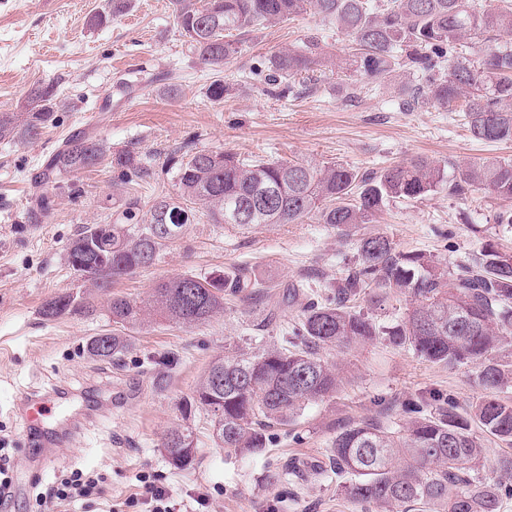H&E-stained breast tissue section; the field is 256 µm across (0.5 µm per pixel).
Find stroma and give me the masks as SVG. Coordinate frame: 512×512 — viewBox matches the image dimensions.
Returning <instances> with one entry per match:
<instances>
[{
    "mask_svg": "<svg viewBox=\"0 0 512 512\" xmlns=\"http://www.w3.org/2000/svg\"><path fill=\"white\" fill-rule=\"evenodd\" d=\"M102 14L103 24L91 25ZM316 37L330 62L308 78L272 79L271 54ZM348 41L308 13L250 33L242 51L215 72L198 65L179 34L171 0H133L112 16L109 0H0V112H16L30 89L55 84L63 104L57 125L30 143L0 141V448L15 460V497L0 512H54L37 498L55 477L75 469L103 474L102 491L77 512H146L141 475L173 492L174 512H361L338 503L329 448L343 427L372 421L407 423L403 405L433 394H454L461 407L479 400L468 366L418 358L378 338L324 349L341 384L309 403L288 424L274 425L264 454L243 456L217 445L207 412L191 405L196 383L218 357L281 345L282 330L299 307L278 305L290 284L324 295L344 277L362 238L382 234L404 252L434 256L449 267L469 265L486 243L512 254V224L495 216L503 204L479 191L460 199L438 192L417 202L394 200L369 223L337 228L312 216L298 224L185 225L147 268L116 278L112 293L145 304L161 280L242 270L266 285L258 300L228 296L209 321L179 326L146 317L126 328L121 359L99 358L89 346L114 325L106 297L91 314L42 318L41 306L75 292L80 282L67 250L84 224L122 218L129 199L148 210L174 193L172 157L200 149L242 158L304 160L381 171L415 157L464 165L486 158L511 160L512 142L472 138L463 113L398 107L404 85L419 72L400 70L385 85L360 80L348 68ZM224 82V101L211 104L208 88ZM131 83L122 94L118 85ZM84 132L113 151L138 152L153 175L127 182L112 167L74 177L77 192L60 189L52 219L27 218L44 159L66 138ZM69 409L94 402L69 443L32 455L20 404L58 389ZM192 427L195 462L172 466L162 450L173 429ZM301 461L312 477L288 486L273 482L279 468Z\"/></svg>",
    "mask_w": 512,
    "mask_h": 512,
    "instance_id": "1",
    "label": "stroma"
}]
</instances>
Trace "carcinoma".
Returning a JSON list of instances; mask_svg holds the SVG:
<instances>
[{"instance_id": "cac0c4a2", "label": "carcinoma", "mask_w": 512, "mask_h": 512, "mask_svg": "<svg viewBox=\"0 0 512 512\" xmlns=\"http://www.w3.org/2000/svg\"><path fill=\"white\" fill-rule=\"evenodd\" d=\"M176 26L198 63L221 70L241 52L242 37L261 28L314 13L351 42L356 70L368 82L383 84L411 66L422 82L409 85L399 99L405 111L452 105L464 112L471 136L484 142L512 140V49L500 45L512 34V4L472 7L468 0H172ZM326 65L318 42L272 54L269 69L293 78ZM60 102L54 84L30 91L24 110L0 112V140L25 144L57 124ZM109 163L131 179L150 175L140 155L111 153L84 133L68 138L46 160L31 211L47 219L54 190L68 176ZM177 190L156 200L147 217L137 219L131 200L124 220L86 224L71 242L67 262L83 267L85 281L99 291L112 279L150 266L159 251L195 221L196 206L214 224L231 223L232 214L252 201L269 200L253 211L254 224H298L316 214L324 224H366L391 199L418 201L446 190L465 198L476 190L512 201V162L483 160L448 171V165L417 157L380 172L344 165L317 168L302 161L244 162L231 152L199 150L179 163ZM262 282L239 272L180 275L157 284L150 311L181 326L204 323L224 311V292L260 296ZM373 307L405 296L414 302L401 319L379 325L357 308L362 295ZM302 303L301 314L283 344L253 354L214 360L195 388L194 401L224 428L223 445L242 455H259L272 443L269 429L290 420L309 402L336 390V372L321 351L354 340L384 337L433 363L470 365L485 396L459 410L453 394L437 397L427 410L420 398L407 403L416 417L404 426L362 421L342 428L330 455L336 478L345 480L342 499L362 508L388 505L396 512H500L512 499V485L477 469L483 448L473 426L512 446V401L500 397L512 383V255L485 244L475 265L451 270L433 256L403 252L384 235L361 239L347 275L321 298L294 284L280 303ZM112 322L122 328L143 322V307L122 296L108 299ZM71 311H96L90 292L75 303L59 295L42 309L44 318ZM125 349L115 334L96 337L90 351L111 358ZM192 427L171 430L165 453L176 468L184 455L182 438Z\"/></svg>"}]
</instances>
